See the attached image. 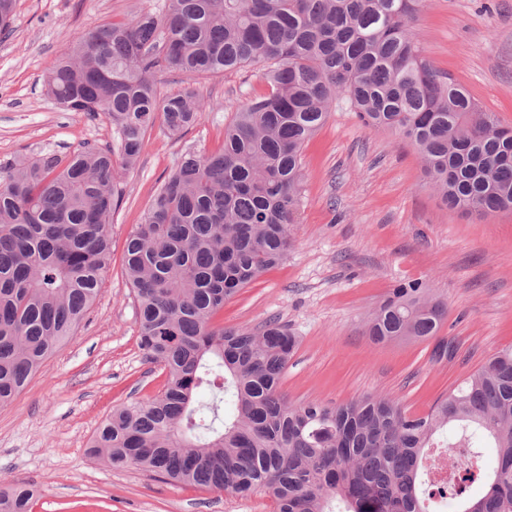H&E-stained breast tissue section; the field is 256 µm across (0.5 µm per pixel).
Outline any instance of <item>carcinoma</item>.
<instances>
[{
	"mask_svg": "<svg viewBox=\"0 0 512 512\" xmlns=\"http://www.w3.org/2000/svg\"><path fill=\"white\" fill-rule=\"evenodd\" d=\"M421 0H161L75 35L45 76L66 111L104 114L112 144L0 163V406L74 335L112 262L109 226L155 123L181 137L206 108L192 89L161 94L158 72L190 80L261 66L269 86L234 112L222 144L188 150L126 241L123 267L140 346L165 373L146 400L112 408L88 452L171 484L268 493L277 512H512V347L491 355L425 415L386 396L294 403L281 380L296 337L267 320L214 323L224 302L279 264L305 144L346 105L416 151L448 208L512 211V127L481 110L423 54ZM15 0H0V34ZM448 304L402 282L366 320L375 343L437 336ZM492 473L435 485L430 448L482 457ZM487 482L479 498L468 484ZM34 490L0 486V512H30Z\"/></svg>",
	"mask_w": 512,
	"mask_h": 512,
	"instance_id": "cac0c4a2",
	"label": "carcinoma"
}]
</instances>
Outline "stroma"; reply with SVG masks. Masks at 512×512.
Instances as JSON below:
<instances>
[{
    "label": "stroma",
    "instance_id": "obj_1",
    "mask_svg": "<svg viewBox=\"0 0 512 512\" xmlns=\"http://www.w3.org/2000/svg\"><path fill=\"white\" fill-rule=\"evenodd\" d=\"M160 0H16L0 35V162L83 143L105 145V117L62 109L43 77L73 36L120 22ZM415 29L424 55L483 111L512 126V0H424ZM213 102L178 140L152 130L112 217V265L87 318L8 405L0 406V485L38 490L33 512H273L264 492L241 497L176 487L139 468H108L87 444L112 408L155 395L161 367L140 347L122 267L127 237L188 148L216 149L233 113L267 92L251 66L193 84ZM294 246L287 258L225 302L227 327L275 319L298 338L281 389L294 402L339 405L387 396L427 413L495 352L512 346V213L448 210L422 182L413 147L365 127L348 107L304 148ZM421 282L448 304L434 340L372 343L367 317L400 282Z\"/></svg>",
    "mask_w": 512,
    "mask_h": 512
}]
</instances>
